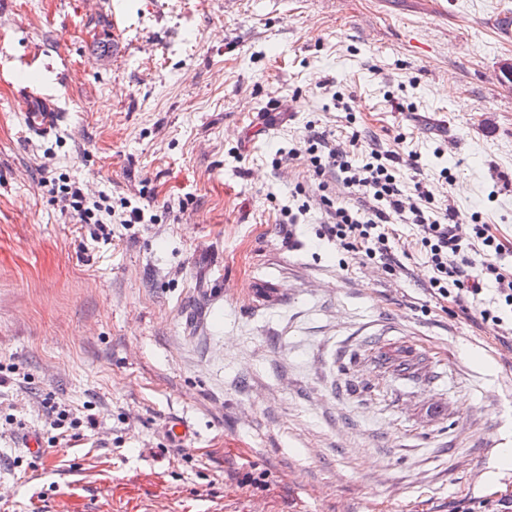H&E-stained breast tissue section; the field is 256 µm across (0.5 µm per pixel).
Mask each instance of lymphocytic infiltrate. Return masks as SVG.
<instances>
[{"label":"lymphocytic infiltrate","instance_id":"obj_1","mask_svg":"<svg viewBox=\"0 0 512 512\" xmlns=\"http://www.w3.org/2000/svg\"><path fill=\"white\" fill-rule=\"evenodd\" d=\"M348 142V149L338 148L329 131L313 132L307 139L306 160L316 175L309 196L325 214L324 237L335 241L338 252L364 255L392 275L404 270L394 255L396 225L418 226L414 247L429 267V296L474 312L479 328L492 330L501 342L511 340L512 270L502 264L507 249L501 240L485 224L474 225L471 236H461L456 210L438 207L423 180L405 181L398 152L362 149L356 132ZM39 175L41 186L68 200L70 217L80 223H103L119 208L124 209L127 223L145 221L143 209L127 198L115 203L102 195L93 200L78 182L61 180L52 168L42 167ZM336 181L361 195L360 207L336 202L332 187Z\"/></svg>","mask_w":512,"mask_h":512}]
</instances>
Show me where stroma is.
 Wrapping results in <instances>:
<instances>
[{
	"label": "stroma",
	"mask_w": 512,
	"mask_h": 512,
	"mask_svg": "<svg viewBox=\"0 0 512 512\" xmlns=\"http://www.w3.org/2000/svg\"><path fill=\"white\" fill-rule=\"evenodd\" d=\"M509 60L512 0H0V512L511 500L480 474L512 471V353L430 299L420 255L390 278L318 209L280 222L310 131L356 130L512 247ZM44 164L158 223H75ZM397 348L413 373L378 366ZM49 394L95 425L52 444ZM24 118L30 131L47 135L55 124V112H49L45 103L39 99L30 100L24 106Z\"/></svg>",
	"instance_id": "stroma-1"
}]
</instances>
